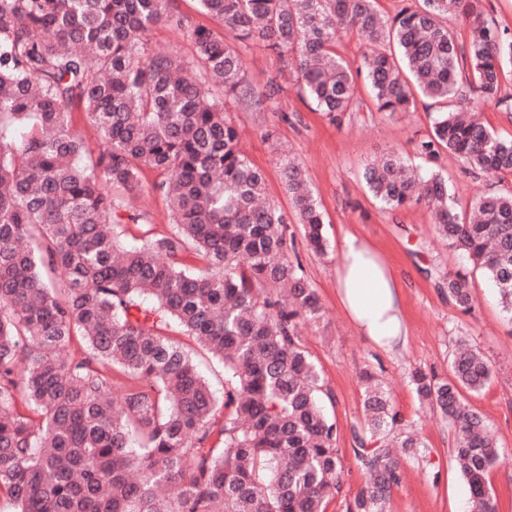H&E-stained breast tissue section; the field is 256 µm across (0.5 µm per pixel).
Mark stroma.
<instances>
[{"mask_svg": "<svg viewBox=\"0 0 512 512\" xmlns=\"http://www.w3.org/2000/svg\"><path fill=\"white\" fill-rule=\"evenodd\" d=\"M248 81L257 88L270 78L284 87L262 109L229 103V116L238 128L241 145L266 174V193L283 212L291 200L281 177V158L297 161L305 170L323 213L326 250L317 254L298 243L306 275L324 307L319 325L303 329L302 345L334 395L327 413L338 422L336 445L353 446V430L365 422L360 374L369 369L383 378L393 406L405 424L417 430L429 448L423 460L408 461L404 480L388 505L390 512H467L469 493L453 457V435L438 417L422 409L407 380L410 369L448 372V358L458 340L476 346L488 359L493 375L486 387L465 397L468 407L482 414L507 454L489 473L499 512H512V320L499 295L480 271L469 273L474 298L462 310L440 288V274L465 268V261L436 238L432 213L425 204L396 212L377 206L362 179L364 165L384 151H396L418 170L444 176L455 190L459 212L471 210L484 191L512 189V176L490 179L462 168L456 156L441 153L434 160L417 154L418 142L430 131L425 108L393 114L377 111L364 82H357L362 102L342 127L331 125L322 113L310 110L297 94L295 81L281 72L275 55L254 47L245 54ZM273 126L278 139L264 140ZM157 172L144 171L139 204L156 232L172 231L173 219L165 197L156 190ZM364 234L388 257L404 284V308L409 336L404 348L384 353L360 335L336 297L339 258L336 246L345 231Z\"/></svg>", "mask_w": 512, "mask_h": 512, "instance_id": "stroma-1", "label": "stroma"}]
</instances>
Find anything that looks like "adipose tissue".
<instances>
[{
  "instance_id": "1",
  "label": "adipose tissue",
  "mask_w": 512,
  "mask_h": 512,
  "mask_svg": "<svg viewBox=\"0 0 512 512\" xmlns=\"http://www.w3.org/2000/svg\"><path fill=\"white\" fill-rule=\"evenodd\" d=\"M338 255L337 292L352 324L384 352L405 345L402 284L382 252L363 236L347 232Z\"/></svg>"
}]
</instances>
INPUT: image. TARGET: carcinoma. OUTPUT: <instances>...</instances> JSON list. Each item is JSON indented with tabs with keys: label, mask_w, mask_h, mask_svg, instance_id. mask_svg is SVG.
Instances as JSON below:
<instances>
[{
	"label": "carcinoma",
	"mask_w": 512,
	"mask_h": 512,
	"mask_svg": "<svg viewBox=\"0 0 512 512\" xmlns=\"http://www.w3.org/2000/svg\"><path fill=\"white\" fill-rule=\"evenodd\" d=\"M231 36L171 11L172 0H0V497L13 512H386L402 459L427 455L377 382L361 377L366 425L352 457L366 482L343 496L333 400L304 350L300 328L323 306L296 235L325 251L322 212L303 168L282 164L287 215L265 197L264 172L239 147L227 103L255 92L244 53L261 45L296 77L301 96L340 126L360 108L365 76L379 112L430 110L418 145L470 170L512 175V139L484 125L478 103L498 97L512 36L487 22L479 0H420L386 17L378 0H198ZM469 22L460 43L448 17ZM167 23L191 42L187 60L149 46ZM362 33L366 65L337 52ZM80 109L99 145L73 129ZM10 128L22 134L11 137ZM145 168L175 229L156 234L129 205ZM363 178L380 206L423 203L436 234L498 289L512 315V190L489 191L462 217L448 182L422 176L399 153L372 159ZM146 227L123 245L112 225ZM468 311V277L439 275ZM184 336L224 363V395L199 373ZM80 337L79 357L63 356ZM127 383L116 386L110 370ZM492 377L485 357L459 341L450 375L409 374L421 405L454 435L470 512H498L488 476L503 455L490 426L464 404Z\"/></svg>",
	"instance_id": "1"
}]
</instances>
